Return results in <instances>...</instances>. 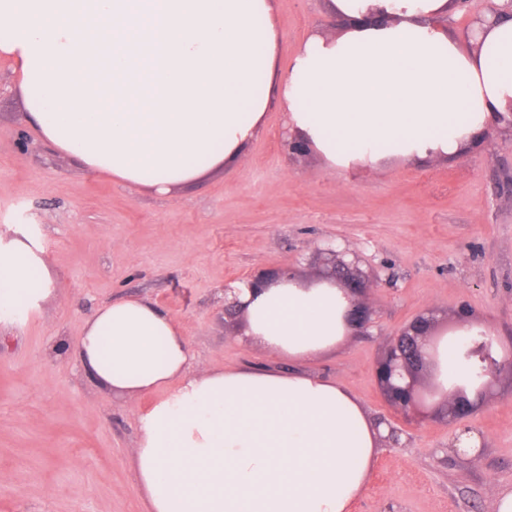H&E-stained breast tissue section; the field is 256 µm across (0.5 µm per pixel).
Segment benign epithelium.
<instances>
[{
	"label": "benign epithelium",
	"instance_id": "1",
	"mask_svg": "<svg viewBox=\"0 0 512 512\" xmlns=\"http://www.w3.org/2000/svg\"><path fill=\"white\" fill-rule=\"evenodd\" d=\"M314 251L322 259L318 277L335 283L351 297L347 316L349 326L355 331H366L372 323V310L366 294L377 282L376 274L372 270H362L359 254L336 238L316 245ZM437 323L435 309L419 315L391 334L377 362L375 375L383 394L391 406L405 417L419 411L423 401L420 393L422 378L433 377ZM480 336L484 341L482 357L485 358V367L478 384L458 386L447 392L429 383L430 394L439 398L435 413L447 422L461 421L474 414L490 396L498 375L504 370L512 373V355L498 359L492 338L484 332Z\"/></svg>",
	"mask_w": 512,
	"mask_h": 512
}]
</instances>
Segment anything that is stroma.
I'll return each mask as SVG.
<instances>
[{"instance_id":"obj_1","label":"stroma","mask_w":512,"mask_h":512,"mask_svg":"<svg viewBox=\"0 0 512 512\" xmlns=\"http://www.w3.org/2000/svg\"><path fill=\"white\" fill-rule=\"evenodd\" d=\"M276 19L285 61L312 32L334 31L326 0H276ZM283 127L271 108L239 161L162 197L48 143L0 58V239H35L55 279L39 306L0 322V512H144L130 457L137 408L99 386L74 349L97 307L123 296L180 324L202 367L332 379L393 427L397 444H383L350 512H488L512 491V376L460 426L398 415L375 378L390 334L430 309L439 333L464 310L512 352V135L450 158L345 170L292 154ZM330 238L379 275L366 335L302 365L243 343L225 284L287 265L311 277L313 248ZM464 426L483 444L477 459L453 451Z\"/></svg>"}]
</instances>
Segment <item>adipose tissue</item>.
<instances>
[{
    "mask_svg": "<svg viewBox=\"0 0 512 512\" xmlns=\"http://www.w3.org/2000/svg\"><path fill=\"white\" fill-rule=\"evenodd\" d=\"M343 19L280 62L273 0H0V57L30 123L89 170L167 196L238 159L271 107L332 168L466 151L512 108V15L490 5L468 41L432 27L456 0H327ZM55 281L28 239L0 246V313ZM242 341L306 362L335 350L350 301L329 281L241 290ZM83 366L138 410L131 452L146 512H348L380 431L314 375L202 368L155 303L97 308Z\"/></svg>",
    "mask_w": 512,
    "mask_h": 512,
    "instance_id": "obj_1",
    "label": "adipose tissue"
}]
</instances>
